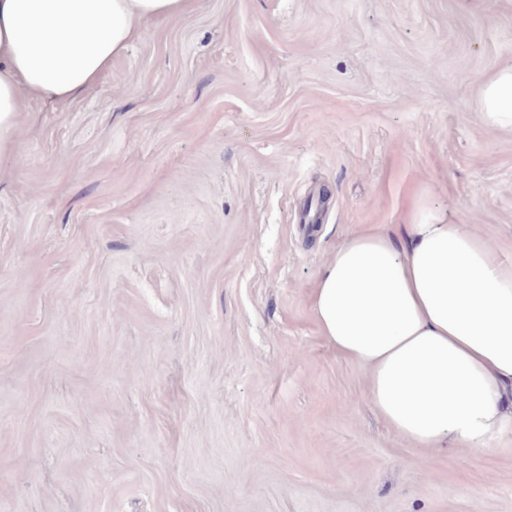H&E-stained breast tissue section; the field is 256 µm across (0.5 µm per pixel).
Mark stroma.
Masks as SVG:
<instances>
[{"mask_svg": "<svg viewBox=\"0 0 512 512\" xmlns=\"http://www.w3.org/2000/svg\"><path fill=\"white\" fill-rule=\"evenodd\" d=\"M512 0H196L0 152V512H512V432L415 448L326 342L414 202L512 262ZM480 113L490 128H512V64L502 66L480 90Z\"/></svg>", "mask_w": 512, "mask_h": 512, "instance_id": "1", "label": "stroma"}]
</instances>
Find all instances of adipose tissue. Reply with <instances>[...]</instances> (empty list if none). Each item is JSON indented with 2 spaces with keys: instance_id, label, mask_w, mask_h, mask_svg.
Listing matches in <instances>:
<instances>
[{
  "instance_id": "obj_1",
  "label": "adipose tissue",
  "mask_w": 512,
  "mask_h": 512,
  "mask_svg": "<svg viewBox=\"0 0 512 512\" xmlns=\"http://www.w3.org/2000/svg\"><path fill=\"white\" fill-rule=\"evenodd\" d=\"M195 0H0V149L19 113L96 87L144 21ZM512 128V64L480 90ZM321 333L363 371L367 396L415 448L486 451L512 431V263L471 225L415 207L408 223L340 242L310 296Z\"/></svg>"
}]
</instances>
